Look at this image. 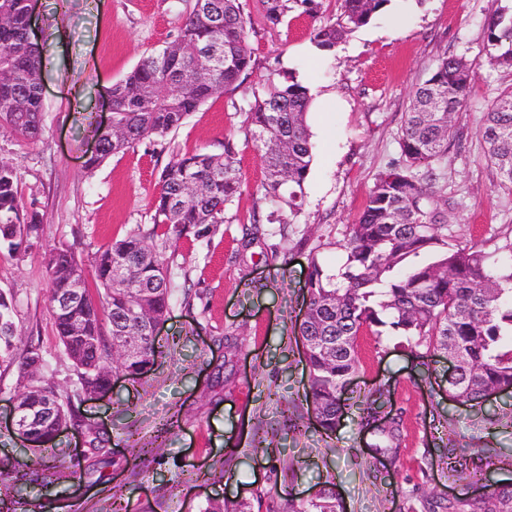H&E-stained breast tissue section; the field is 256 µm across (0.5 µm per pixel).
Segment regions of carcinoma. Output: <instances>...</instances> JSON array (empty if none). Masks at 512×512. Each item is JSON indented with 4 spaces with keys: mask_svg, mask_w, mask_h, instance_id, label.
<instances>
[{
    "mask_svg": "<svg viewBox=\"0 0 512 512\" xmlns=\"http://www.w3.org/2000/svg\"><path fill=\"white\" fill-rule=\"evenodd\" d=\"M392 0H340V14L318 17L321 0H257L263 24L274 30L299 12L318 21L313 42L333 50L352 30L368 24ZM26 0H0V126L24 139L40 133L43 101L41 51L30 39ZM251 14L241 0H194L178 35L157 53L144 57L125 78L112 85V130L97 127L98 154L86 165L96 168L109 155L124 153L145 139L165 137L212 98L238 89L252 68ZM487 61L512 68V12L496 10L485 26ZM473 71L461 58L441 57L429 79L412 92L399 138L400 157L370 191L343 244L346 260L339 275L312 262L308 302L297 325L306 341L308 369L305 400L315 421L330 437L343 416L344 382L359 370L357 341L366 330L403 340L420 358L438 353L458 359L448 383V400L472 408L483 393H512V240L492 253L448 238L447 216L439 186L438 165L457 137V115L467 102ZM247 113V139L262 152L265 180L261 198L242 225L241 247L261 242L266 224H276L288 241L290 222L302 210L304 186L312 162L306 125L311 104L307 86L290 76L253 94ZM487 158L502 186L512 188V90L497 97L479 128ZM243 186L236 144L224 139L223 151L176 153L163 167L154 198L152 227L118 239L95 261L97 294L84 285V298L74 312L53 311L59 343L71 360L80 389L98 383L103 373L118 369L148 372L162 355L158 337L143 318L148 307L155 318L168 315L175 289L171 269L180 242L209 238L227 223L226 208ZM40 226L24 211L17 176L0 162V242L17 255L24 252ZM426 257L423 262L419 257ZM50 294L69 286L72 276L86 280L82 262L63 247L46 254ZM84 324L97 346L87 354L85 342L70 326ZM141 336L143 357L113 360L112 342L129 331ZM16 334L11 304L0 295V340ZM42 361L34 349L19 357L26 383L20 403L40 395L57 404L55 425L81 431L85 452L97 455L111 437L85 420L72 396L61 393L29 371ZM371 448L395 454L401 421L391 419L373 431ZM31 501L14 492L8 464L0 460V512H33ZM199 512H253L242 500L230 509L210 500ZM284 512H343L335 484H325L307 499L288 500ZM448 512H512V488L480 499L457 497Z\"/></svg>",
    "mask_w": 512,
    "mask_h": 512,
    "instance_id": "1",
    "label": "carcinoma"
}]
</instances>
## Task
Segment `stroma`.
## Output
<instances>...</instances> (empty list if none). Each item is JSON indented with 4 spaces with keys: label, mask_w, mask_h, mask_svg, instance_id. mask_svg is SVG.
I'll use <instances>...</instances> for the list:
<instances>
[{
    "label": "stroma",
    "mask_w": 512,
    "mask_h": 512,
    "mask_svg": "<svg viewBox=\"0 0 512 512\" xmlns=\"http://www.w3.org/2000/svg\"><path fill=\"white\" fill-rule=\"evenodd\" d=\"M192 0H33V33L42 46L45 88L42 131L28 141L0 128V161L18 176L21 202L40 226L22 257L0 243V294L12 305L15 353L33 348L42 377L74 393L82 415L112 437L100 456L86 457L79 430L68 429L36 455L9 428L10 402L21 380L18 362L0 360V454L20 473L60 466L39 512H199L207 500L235 505L260 499L261 512H282L285 500L334 483L344 512H430L433 503L468 492L478 497L512 486V428L484 429L479 415L449 402L448 362L407 354L399 338L364 332L360 368L346 390V414L333 436L316 425L304 393L308 370L295 321L305 308L312 263L337 273L347 227L355 223L377 177L399 157L398 136L412 88L428 78L438 56L465 58L473 87L457 121L458 140L440 166L455 237L493 250L512 239V190L502 187L479 134L486 108L507 86L512 69L490 65L485 22L512 0H394L389 10L350 32L333 50L312 42L313 19L291 14L278 29L255 23L249 35L253 68L234 92L208 100L162 139L84 167L95 145L82 107L106 120V93L141 59L173 40ZM295 76L332 94L333 112L306 121L313 158L301 212L293 219L288 261L266 259L268 242L239 254L247 220L264 179L260 152L245 141L248 105L267 79ZM239 151L245 180L228 208L234 221L211 240L181 243L176 288L158 330L163 353L152 369L119 377L110 394H78L77 375L56 336L44 261L54 246L72 250L93 270L97 251L151 226L161 169L173 154ZM236 334L239 351L225 362L220 339ZM381 397L402 418L398 455L370 449L359 404ZM300 419L297 430L285 417ZM268 429L269 447L253 448V427ZM156 440L132 453L127 431ZM484 461L483 485L463 489L448 476L459 461ZM211 472L209 483L198 470Z\"/></svg>",
    "instance_id": "1"
}]
</instances>
